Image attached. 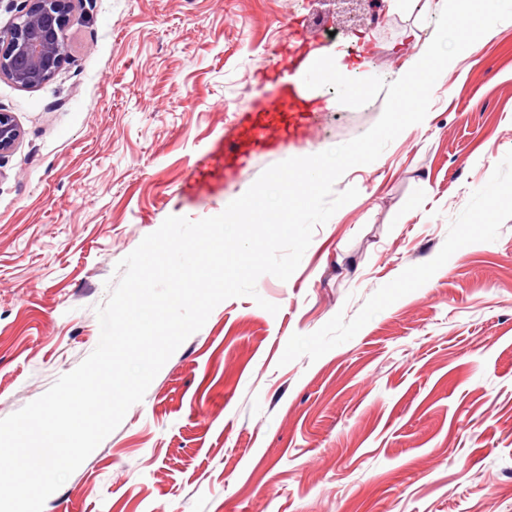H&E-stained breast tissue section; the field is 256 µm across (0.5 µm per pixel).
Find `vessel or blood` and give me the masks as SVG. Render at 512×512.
Wrapping results in <instances>:
<instances>
[{
  "label": "vessel or blood",
  "mask_w": 512,
  "mask_h": 512,
  "mask_svg": "<svg viewBox=\"0 0 512 512\" xmlns=\"http://www.w3.org/2000/svg\"><path fill=\"white\" fill-rule=\"evenodd\" d=\"M309 66L303 56L290 62L288 74L278 82L271 109L238 113L233 133L207 153L205 163L188 185L190 191L199 196L213 195L221 182L234 178L256 154L275 152L288 140H306L313 107L299 95L293 76Z\"/></svg>",
  "instance_id": "b4317fda"
}]
</instances>
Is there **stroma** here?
Instances as JSON below:
<instances>
[{"instance_id": "obj_1", "label": "stroma", "mask_w": 512, "mask_h": 512, "mask_svg": "<svg viewBox=\"0 0 512 512\" xmlns=\"http://www.w3.org/2000/svg\"><path fill=\"white\" fill-rule=\"evenodd\" d=\"M70 59L0 78V418L96 347L117 263L171 215H219L269 166L365 133L334 87L307 141L185 190L297 48L392 82L435 17L338 0H83ZM339 32L330 42V32ZM288 280L224 300L43 512H512V20L445 68L423 122L335 192ZM20 138V129L11 113L0 112V156L9 151Z\"/></svg>"}]
</instances>
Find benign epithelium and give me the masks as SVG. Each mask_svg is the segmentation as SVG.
Returning <instances> with one entry per match:
<instances>
[{"mask_svg":"<svg viewBox=\"0 0 512 512\" xmlns=\"http://www.w3.org/2000/svg\"><path fill=\"white\" fill-rule=\"evenodd\" d=\"M82 0H22L15 21L0 29V77L21 88L48 82L70 58L67 27ZM20 138L9 112H0V154Z\"/></svg>","mask_w":512,"mask_h":512,"instance_id":"obj_1","label":"benign epithelium"}]
</instances>
